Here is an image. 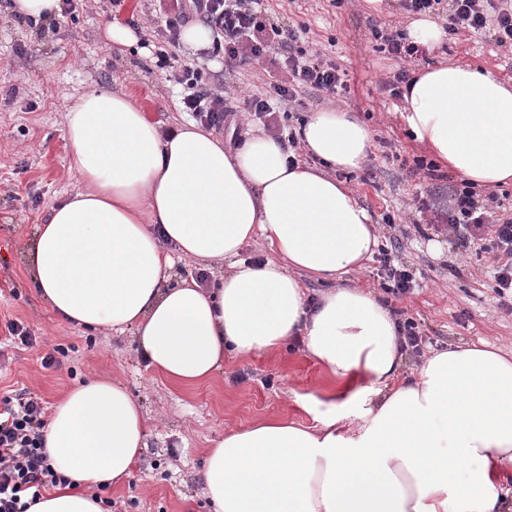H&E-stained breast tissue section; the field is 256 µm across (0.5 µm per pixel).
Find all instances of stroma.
I'll list each match as a JSON object with an SVG mask.
<instances>
[{
	"label": "stroma",
	"instance_id": "obj_1",
	"mask_svg": "<svg viewBox=\"0 0 512 512\" xmlns=\"http://www.w3.org/2000/svg\"><path fill=\"white\" fill-rule=\"evenodd\" d=\"M271 21L306 27V41L329 55L346 74L347 89L336 98L310 89L299 118L320 109L356 113L369 123L373 144L362 170L340 173L365 206L382 238L401 230L399 260L410 270L414 290L402 298L385 293L377 263L345 275L344 285L381 294L403 317L413 319L426 351L483 343L512 350V308L495 291L493 254L480 241L450 239L433 224V207L448 198V182L409 174L403 160L426 155L404 126V101L382 83L399 61L371 51L372 24L406 29L412 20L399 0H265ZM73 13L41 23L0 10V400L30 392L53 406L77 383L109 375L141 401L148 417L146 446L125 483L107 488L112 512H210L202 470L212 439L230 427L264 417H285L313 425L301 400H326L333 386L327 369L309 357L300 342L276 352L228 358L209 382L191 388L172 384L150 367L132 333L84 329L57 319L32 288L29 251L36 224L49 208L78 189L69 169L70 147L64 113L70 97L94 88L126 91L161 127L182 119V88L153 53L109 45L104 31L128 19L156 39L165 25L150 14L149 0H73ZM178 63L200 70L226 98L240 95L241 80L255 64L234 68L202 49L176 45ZM448 60L477 62L512 80V53L490 35H444L434 48L411 59L409 69ZM394 217L395 227L384 217ZM23 323L33 346L10 344L7 324ZM63 349L57 365L42 358Z\"/></svg>",
	"mask_w": 512,
	"mask_h": 512
}]
</instances>
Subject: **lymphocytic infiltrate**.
Instances as JSON below:
<instances>
[{"instance_id":"1","label":"lymphocytic infiltrate","mask_w":512,"mask_h":512,"mask_svg":"<svg viewBox=\"0 0 512 512\" xmlns=\"http://www.w3.org/2000/svg\"><path fill=\"white\" fill-rule=\"evenodd\" d=\"M410 13H433L446 5L445 28L449 34L478 33L493 29L499 47L512 50V10L504 0H402ZM263 0H152L151 14L163 20L168 43L158 46L157 65L169 67L170 46L192 18H200L214 32V54L226 65L255 62L262 67L259 83L244 91L242 106L275 136L283 139L278 119L283 108L301 104L302 88L312 87L335 96L345 90L344 74L318 49L301 46L299 31L270 22ZM187 89L181 103L185 111L208 126L223 128L233 106L223 94L202 80L200 71L188 64L174 73ZM497 195L476 197L468 181L449 185L448 201L437 213L443 231L464 240L490 241L495 252L494 279L498 295L512 292V214H502ZM46 408L40 397L28 395L0 406V512H27L25 495L39 496L42 489L64 483L45 452L43 431Z\"/></svg>"}]
</instances>
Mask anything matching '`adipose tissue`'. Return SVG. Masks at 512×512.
Instances as JSON below:
<instances>
[{
	"label": "adipose tissue",
	"instance_id": "obj_1",
	"mask_svg": "<svg viewBox=\"0 0 512 512\" xmlns=\"http://www.w3.org/2000/svg\"><path fill=\"white\" fill-rule=\"evenodd\" d=\"M401 117L436 160L480 188L512 184V81L471 64L414 73ZM80 183L37 225L33 287L54 315L133 331L150 365L195 387L227 356L301 337L334 385L317 427L270 417L230 429L205 457L213 512H503L512 463V356L456 345L402 378L397 320L358 287L309 304L301 276L362 270L379 244L371 215L337 172L371 144L353 113H312L298 159L255 134L240 146L187 120L161 133L130 93L93 89L65 111ZM262 237L278 257L241 256ZM229 261L208 288L172 281L175 257ZM148 418L118 380L77 384L44 430L65 486L28 512H104L97 490L131 478Z\"/></svg>",
	"mask_w": 512,
	"mask_h": 512
}]
</instances>
